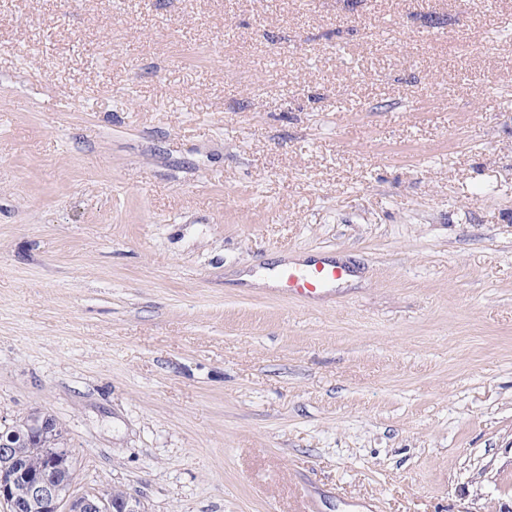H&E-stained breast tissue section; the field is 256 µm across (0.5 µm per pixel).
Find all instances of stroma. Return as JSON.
<instances>
[{"label":"stroma","mask_w":512,"mask_h":512,"mask_svg":"<svg viewBox=\"0 0 512 512\" xmlns=\"http://www.w3.org/2000/svg\"><path fill=\"white\" fill-rule=\"evenodd\" d=\"M35 409L145 512H512V0H0ZM348 275V268L327 259H313L299 267L285 265L277 273L281 293L299 300L320 296L328 282Z\"/></svg>","instance_id":"stroma-1"}]
</instances>
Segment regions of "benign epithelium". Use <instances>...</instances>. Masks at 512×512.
Wrapping results in <instances>:
<instances>
[{"instance_id": "obj_1", "label": "benign epithelium", "mask_w": 512, "mask_h": 512, "mask_svg": "<svg viewBox=\"0 0 512 512\" xmlns=\"http://www.w3.org/2000/svg\"><path fill=\"white\" fill-rule=\"evenodd\" d=\"M29 439L35 442L54 433L55 420L39 411L25 419ZM15 437L0 432V503L12 512L38 509L40 512H141L140 500L126 494L123 500L113 499L102 490L84 494L74 489L75 476L61 481L59 472L64 462L72 456V450L63 438L55 440L52 448H44L43 467L35 474L13 457Z\"/></svg>"}]
</instances>
